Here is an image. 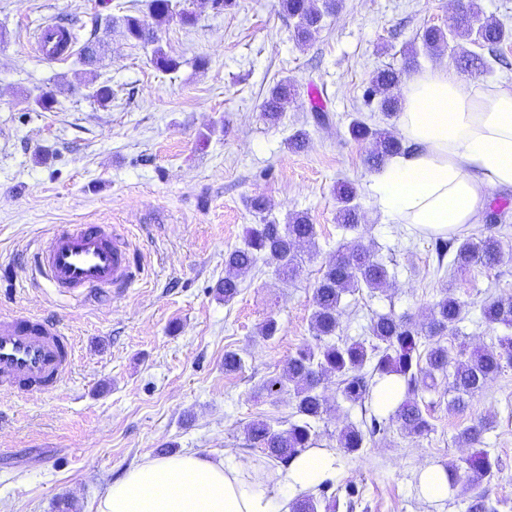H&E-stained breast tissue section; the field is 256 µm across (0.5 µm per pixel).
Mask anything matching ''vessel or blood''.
Instances as JSON below:
<instances>
[{"label":"vessel or blood","instance_id":"b4317fda","mask_svg":"<svg viewBox=\"0 0 512 512\" xmlns=\"http://www.w3.org/2000/svg\"><path fill=\"white\" fill-rule=\"evenodd\" d=\"M74 39L55 23L41 27L36 51L67 59ZM31 261L61 296L80 303L122 293L137 280L129 242L109 224H68L38 245ZM74 344L57 320L40 316H0V394H42L61 388L72 370Z\"/></svg>","mask_w":512,"mask_h":512}]
</instances>
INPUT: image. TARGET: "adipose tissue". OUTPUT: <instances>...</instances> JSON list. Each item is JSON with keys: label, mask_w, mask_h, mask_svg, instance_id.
<instances>
[{"label": "adipose tissue", "mask_w": 512, "mask_h": 512, "mask_svg": "<svg viewBox=\"0 0 512 512\" xmlns=\"http://www.w3.org/2000/svg\"><path fill=\"white\" fill-rule=\"evenodd\" d=\"M414 149L391 160L373 189L389 223L440 235L485 220L489 190H512V84L490 89L449 67L415 75L398 117ZM253 460L196 452L145 457L112 483L95 512H288L336 472V451L308 448L272 476Z\"/></svg>", "instance_id": "obj_1"}]
</instances>
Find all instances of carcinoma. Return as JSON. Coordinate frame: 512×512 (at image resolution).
Here are the masks:
<instances>
[{"label": "carcinoma", "mask_w": 512, "mask_h": 512, "mask_svg": "<svg viewBox=\"0 0 512 512\" xmlns=\"http://www.w3.org/2000/svg\"><path fill=\"white\" fill-rule=\"evenodd\" d=\"M341 0H324V9L315 6V0H277L278 10L296 19L295 36L305 45L321 27L324 13L334 12ZM151 20L126 15L121 19L124 37L145 48H151V59L162 71H175L180 62L168 55L159 44L157 27L174 18L183 25L195 23L193 12L174 9L172 0H150ZM479 44L488 57L462 52L460 68L468 71L490 72L492 63L505 64L502 44L512 40V29L501 19L486 16L468 0L458 9L450 28L430 26L421 35L422 49L438 55L448 48V40ZM401 73L393 67L374 71L370 86L365 91L367 102L374 105L383 119L393 118L401 110V101L394 94ZM296 95L288 79L273 86L262 104V115L270 124L281 121ZM356 140L369 143L366 163L370 169L381 172L391 158L409 150L404 140L389 128H378L367 118L357 116L349 125ZM336 195V223L344 230L359 227L360 214L356 204L357 189L349 182L334 187ZM316 225L303 213H290L283 224L263 222L246 231L243 244L224 255V279L216 287L224 302L232 301L240 292L243 280L256 268L260 259L275 264L278 275L294 279L303 270L302 248L316 245ZM452 253L451 267L458 271L473 268L491 269L512 259L508 234L496 224L479 238H455L439 243L437 272H448L444 258ZM391 275L378 261L369 246L359 237L343 243L336 249V257L321 271L313 288L311 328L313 342L304 344L288 358L284 375L288 379L289 395L294 402L295 420L288 428L276 429L267 420L258 418L246 426L247 439L262 449L270 459L286 464L298 453L316 445L314 424L327 413L326 400L319 387L331 379L337 381V390L343 400L363 406L374 399L378 380L398 376L404 385L403 396L389 414L400 431L409 438L429 435L433 426L428 419L429 405L423 393L437 392L451 395L448 406L467 407L482 393L488 381L512 368V296L501 295L480 304L481 318L491 328L502 327L507 333L497 337L490 349L451 351L441 342L447 335L459 332L463 320L464 302L452 289L444 288L431 307L426 323L392 312L375 314L367 325L368 336L363 339H340L337 331L342 318L343 296L362 288L371 292L385 288ZM492 415H486L476 424L460 430L455 442L472 448L480 443L482 434L493 428ZM382 422L371 416V424L363 429L344 426L336 431V447L353 454L366 447L368 441L381 432ZM450 479V490L457 487L478 488L480 492L467 503L466 512H497L490 497V485L500 471L498 458L479 449L445 467ZM328 483L318 486L320 496L302 495L290 504V512H354L360 504L358 489L350 482L345 486V504L339 498L325 495Z\"/></svg>", "instance_id": "obj_1"}]
</instances>
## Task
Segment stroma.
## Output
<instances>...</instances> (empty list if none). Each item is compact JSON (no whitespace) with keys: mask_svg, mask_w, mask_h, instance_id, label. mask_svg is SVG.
I'll return each mask as SVG.
<instances>
[{"mask_svg":"<svg viewBox=\"0 0 512 512\" xmlns=\"http://www.w3.org/2000/svg\"><path fill=\"white\" fill-rule=\"evenodd\" d=\"M149 3L0 0V316H55L75 343L72 374L59 391L0 395V512H58L61 502L67 512H94L112 482L165 448L276 468L248 444L245 427L263 417L280 429L293 412L288 394L269 398L261 387L312 340L313 288L346 236L336 223V181L358 185L360 232L392 276L384 290L345 296L341 336L364 335L377 313L425 319L447 283L465 312L461 337H446V345H488L495 332L482 323L480 303L512 294V260L439 278L435 236L387 223L367 147L348 134L353 116L371 114L364 93L374 70L393 66L406 83L454 66L461 51L454 44L411 62L403 51L426 27H447L458 0H343L303 46L275 0H235L221 13L208 0H185L195 24L173 20L157 30L180 63L173 73L105 22L148 17ZM65 17L74 19L78 40L96 35L94 65L31 50L38 28ZM283 78L299 96L284 122L270 126L261 103ZM95 80L111 86L109 103L90 98ZM48 91L57 103L44 112L34 99ZM314 94L329 111L327 124L311 118ZM299 127L309 141L294 151L288 139ZM254 196L268 200V216L279 222L306 213L317 247L305 249L295 280L260 266L227 305L216 286L225 252L258 221L247 205ZM62 224L114 225L143 267L138 283L90 304L35 285L24 252ZM271 316L281 331L266 340L259 329ZM228 351L242 357V370L225 372ZM325 397L316 443L335 448V430L360 424L366 413L337 397L335 384ZM427 399L433 433L411 439L393 425L357 453L337 450L333 486L357 485L356 512H465L467 494L425 500L416 476L468 455L455 434L491 411L498 423L481 442L501 461L491 497L498 512H512V369L462 411L439 394Z\"/></svg>","mask_w":512,"mask_h":512,"instance_id":"1","label":"stroma"}]
</instances>
